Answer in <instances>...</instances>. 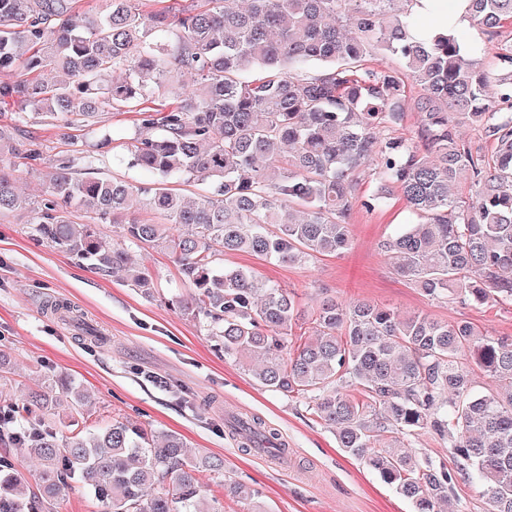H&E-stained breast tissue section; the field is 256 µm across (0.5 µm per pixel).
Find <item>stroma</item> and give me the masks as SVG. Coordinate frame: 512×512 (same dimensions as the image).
<instances>
[{
  "instance_id": "obj_1",
  "label": "stroma",
  "mask_w": 512,
  "mask_h": 512,
  "mask_svg": "<svg viewBox=\"0 0 512 512\" xmlns=\"http://www.w3.org/2000/svg\"><path fill=\"white\" fill-rule=\"evenodd\" d=\"M135 119V113L109 110L97 128H73L65 139L32 120L15 138L38 143L40 160L19 152L0 163L18 174L20 188L35 201L50 167L85 150L100 152L101 168L113 178L147 183L151 173L131 172L122 161ZM406 220L405 206L396 199L383 211L352 212V246L342 256L288 264L240 252L224 263L254 268L260 279L294 292L307 314L330 294L385 305L403 316L467 320L488 334L512 336V303L462 306L429 297L395 273L378 243ZM128 252L154 273L155 297L36 241L29 213L0 216V349L10 359L0 371V390L19 394L48 375L80 384L90 396L87 406L75 411L63 400L56 408L55 428L62 437L115 418L181 434L189 449L223 459L224 471L209 480L208 489L224 512H243L223 488L234 480L258 489L270 512H413L410 500L338 448L333 432L304 402L261 386L216 352L197 321L169 306V298L187 295L189 288L167 252L134 245ZM54 299L70 303L80 321L54 316L47 308ZM94 332L104 336V345L92 343ZM255 416L287 442V457L242 451L230 421Z\"/></svg>"
}]
</instances>
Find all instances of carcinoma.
<instances>
[{"mask_svg":"<svg viewBox=\"0 0 512 512\" xmlns=\"http://www.w3.org/2000/svg\"><path fill=\"white\" fill-rule=\"evenodd\" d=\"M99 2L88 13L75 0H0V115L37 119L66 138L126 108L138 114L127 167L155 180L83 177L101 163L83 151L46 173L35 203L0 165V215L29 211L37 240L147 297L152 273L103 226L165 248L192 288L171 304L262 386L305 400L338 447L414 512H461L459 476L482 483L491 512H512V337L334 296L320 302L311 334L296 335L292 292L224 266L240 251L280 263L341 256L353 210H383L395 191L413 219L380 247L401 277L463 305L512 302V39L491 57L463 29L415 40L413 0ZM466 13L499 28L512 0H467ZM377 52L398 66L365 68ZM48 71L63 79L47 82ZM181 73L194 78L188 92ZM409 79L421 88L418 130L382 137L404 122ZM459 124L477 126L489 149L457 139ZM16 130L0 123V155L16 151ZM368 166L380 180L371 194L361 192ZM460 180L472 189L467 202L454 193ZM191 181L206 185L194 200L177 189ZM135 197L153 218L131 214ZM73 207L85 209L84 222L72 220ZM477 370L490 391L477 389ZM59 386L74 410L86 405L83 388L49 375L19 396L0 391V443L42 465L34 491L0 455V512H54L70 480L103 512H222L204 479L224 471L223 459L127 420L60 440L46 422ZM238 427L244 448L282 451L260 419ZM428 433L448 440L454 470L404 450ZM224 488L247 512H267L252 486Z\"/></svg>","mask_w":512,"mask_h":512,"instance_id":"obj_1","label":"carcinoma"}]
</instances>
